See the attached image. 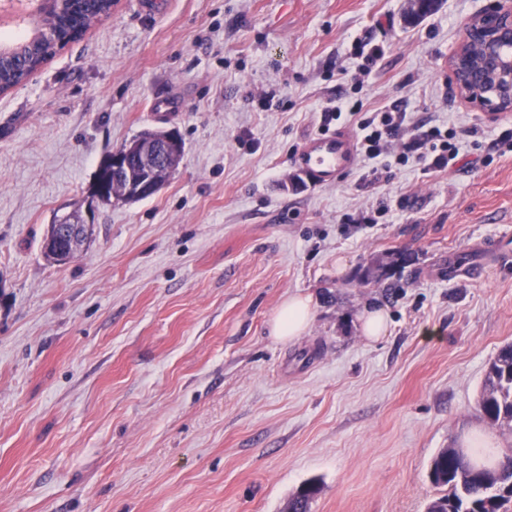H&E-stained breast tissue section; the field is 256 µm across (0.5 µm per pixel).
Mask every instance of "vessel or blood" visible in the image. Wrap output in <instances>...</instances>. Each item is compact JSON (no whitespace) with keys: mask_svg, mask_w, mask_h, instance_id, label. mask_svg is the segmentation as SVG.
Returning <instances> with one entry per match:
<instances>
[{"mask_svg":"<svg viewBox=\"0 0 512 512\" xmlns=\"http://www.w3.org/2000/svg\"><path fill=\"white\" fill-rule=\"evenodd\" d=\"M356 160V139L345 130L308 136L293 156L294 165L316 186L340 181Z\"/></svg>","mask_w":512,"mask_h":512,"instance_id":"vessel-or-blood-1","label":"vessel or blood"}]
</instances>
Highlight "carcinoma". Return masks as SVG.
Here are the masks:
<instances>
[{
    "label": "carcinoma",
    "instance_id": "cac0c4a2",
    "mask_svg": "<svg viewBox=\"0 0 512 512\" xmlns=\"http://www.w3.org/2000/svg\"><path fill=\"white\" fill-rule=\"evenodd\" d=\"M111 7L112 0H80L78 16L71 22L100 18ZM63 24L54 7L44 5L32 23V39L38 43L36 52L30 51L24 39L9 48L0 46L1 90L11 88L24 74L57 53L55 45L46 39L45 30ZM44 252L57 263L72 260L62 241L44 244ZM479 408L490 425H512V344L503 347L490 361ZM430 477L435 485L448 488V493L434 499L428 512H512V448L499 455L486 448H443L432 461ZM317 491L313 482L303 485L289 499L288 512H308L309 500Z\"/></svg>",
    "mask_w": 512,
    "mask_h": 512
}]
</instances>
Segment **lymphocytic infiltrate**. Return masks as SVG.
<instances>
[{"instance_id":"obj_1","label":"lymphocytic infiltrate","mask_w":512,"mask_h":512,"mask_svg":"<svg viewBox=\"0 0 512 512\" xmlns=\"http://www.w3.org/2000/svg\"><path fill=\"white\" fill-rule=\"evenodd\" d=\"M349 116L359 130L358 155L367 171L361 184L390 172L393 165L415 162L426 174L444 172L457 162L466 138L479 135L478 128H445L440 125L413 123L407 112L390 107L373 111L363 100L337 104L322 112V131H329L332 121Z\"/></svg>"}]
</instances>
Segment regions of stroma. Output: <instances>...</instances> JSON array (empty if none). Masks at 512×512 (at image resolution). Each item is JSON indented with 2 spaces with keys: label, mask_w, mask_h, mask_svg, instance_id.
<instances>
[{
  "label": "stroma",
  "mask_w": 512,
  "mask_h": 512,
  "mask_svg": "<svg viewBox=\"0 0 512 512\" xmlns=\"http://www.w3.org/2000/svg\"><path fill=\"white\" fill-rule=\"evenodd\" d=\"M490 2L415 19L413 0H114L0 95V512H285L310 481L309 512H427L440 449L512 447L477 410L512 344V266L488 247L512 234V156L490 148L512 118L462 99L448 67ZM360 40L385 52L358 94L336 73ZM358 95L480 143L367 188L359 165L299 178L322 110ZM148 128L184 144L162 189L98 206L86 249L47 260L49 225ZM297 294L314 319L278 341ZM375 308L390 327L371 342ZM313 319L311 298L289 296L283 302L270 324V334L279 341H291L302 336ZM364 336L370 340H377L386 333L387 314L384 310H366L361 324Z\"/></svg>",
  "instance_id": "35a3bbf8"
}]
</instances>
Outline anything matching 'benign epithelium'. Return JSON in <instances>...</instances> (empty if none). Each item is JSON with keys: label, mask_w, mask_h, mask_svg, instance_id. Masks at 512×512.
<instances>
[{"label": "benign epithelium", "mask_w": 512, "mask_h": 512, "mask_svg": "<svg viewBox=\"0 0 512 512\" xmlns=\"http://www.w3.org/2000/svg\"><path fill=\"white\" fill-rule=\"evenodd\" d=\"M459 93L489 112H512V0H492L491 6L468 22L459 46L449 59ZM175 131H149L137 141L112 151L106 170L92 191V200L112 204L116 181H126L121 199L135 201L156 194L165 178L161 170L179 151ZM82 252L95 224V207L56 220Z\"/></svg>", "instance_id": "benign-epithelium-1"}]
</instances>
